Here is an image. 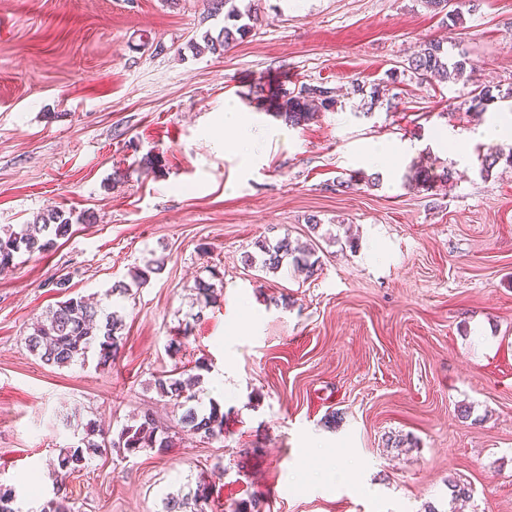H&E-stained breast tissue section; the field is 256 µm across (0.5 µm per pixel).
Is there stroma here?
<instances>
[{
	"mask_svg": "<svg viewBox=\"0 0 512 512\" xmlns=\"http://www.w3.org/2000/svg\"><path fill=\"white\" fill-rule=\"evenodd\" d=\"M255 6L261 24L219 55L192 48L224 24L206 0H0V226L92 217L0 273V483L37 512L87 420L111 435L147 410L175 424L152 382L203 358L223 436L93 457L61 490L72 512H162L201 479L212 512L256 496L264 512H450L452 478L471 489L464 512H512V167L482 175L479 135L512 102L464 109L476 86L512 88V0L455 24L424 0ZM433 38L466 58L464 80L405 70ZM303 84L338 102L291 127L275 107ZM379 85L397 109L371 102ZM228 101L262 135L253 160L224 146ZM380 142L401 153L370 166ZM421 160L452 180L418 187ZM285 237L315 272L245 265ZM150 260L162 268L122 298L111 367L28 350L57 281L99 299Z\"/></svg>",
	"mask_w": 512,
	"mask_h": 512,
	"instance_id": "35a3bbf8",
	"label": "stroma"
}]
</instances>
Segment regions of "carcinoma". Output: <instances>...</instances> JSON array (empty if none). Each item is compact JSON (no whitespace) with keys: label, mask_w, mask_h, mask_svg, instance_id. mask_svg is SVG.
Segmentation results:
<instances>
[{"label":"carcinoma","mask_w":512,"mask_h":512,"mask_svg":"<svg viewBox=\"0 0 512 512\" xmlns=\"http://www.w3.org/2000/svg\"><path fill=\"white\" fill-rule=\"evenodd\" d=\"M237 0H211L210 10H225L224 18L232 21V25L222 27L217 35L207 33L203 36L204 46H196L197 53L207 50L211 53L224 51L231 43L244 37L259 22L251 8L240 10ZM467 62L459 59L448 61V53L439 41L430 40L420 45V50L407 59V70L420 79L440 77L448 82H457L464 78ZM512 96V89L502 91L497 86H477L471 91L468 110L483 112L490 102ZM330 109L337 104L332 91L324 86L302 85L299 89L288 93L277 105L276 115L284 118L290 125L305 123L313 116V104ZM451 177L448 169L437 174L432 170L417 168L412 180L423 187H431L436 180H447ZM73 226L71 215L57 209H50L37 215L32 222L22 224L19 228L11 225L0 227V268L4 269L14 263L15 257L21 253L33 255L50 248L54 241L70 235ZM263 258L260 270L274 272L280 269L288 257L295 263H302L313 268L314 263L307 257L295 255L288 238L279 240L274 245L261 244ZM122 316L113 310L88 302L82 296H71L57 302L49 315L34 324L32 333L26 338L27 347L48 365L57 367L69 366L84 361L92 354L97 358V366L106 367L112 364L122 345ZM200 383V375L184 373L168 374L154 379L155 390L163 397H169L185 406L177 420L178 430L175 432L162 427L150 413H144L131 423L124 425L112 439H106L101 424L96 420L88 421L78 437L77 442L60 449L58 455L57 478L63 482L71 475L86 468L88 461L102 448L120 449L124 455L134 454L149 448L157 454H165L175 447L176 436L190 438L214 439L224 433V408L212 401L209 406L202 407L198 401L196 387ZM211 498L210 483L201 480L192 493L181 498L170 497L164 503V512H207ZM17 494L14 487L0 483V512H21L16 507ZM194 501L193 510H187L188 501Z\"/></svg>","instance_id":"cac0c4a2"}]
</instances>
